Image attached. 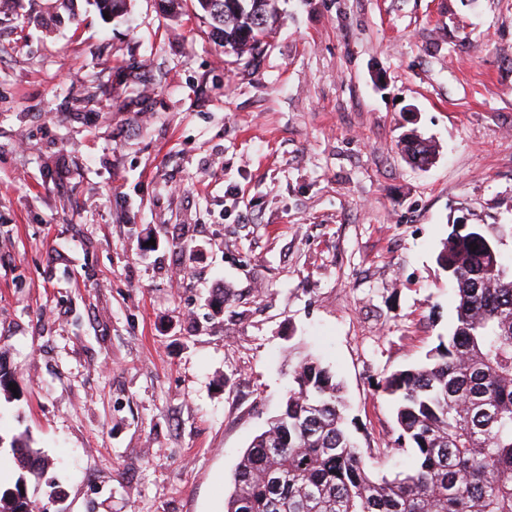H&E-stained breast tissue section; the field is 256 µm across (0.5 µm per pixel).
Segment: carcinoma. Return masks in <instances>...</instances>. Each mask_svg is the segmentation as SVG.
Returning <instances> with one entry per match:
<instances>
[{"label":"carcinoma","instance_id":"carcinoma-1","mask_svg":"<svg viewBox=\"0 0 512 512\" xmlns=\"http://www.w3.org/2000/svg\"><path fill=\"white\" fill-rule=\"evenodd\" d=\"M278 0H197L224 49L260 54L276 32ZM415 164L434 150L417 137ZM488 230H452L438 255L455 296L447 340L428 362L385 379L409 467L379 476L346 426L339 383L315 356L295 367L278 415L236 467L224 512H512V256ZM18 474L0 489V512H32L21 494L45 467L26 440L10 443Z\"/></svg>","mask_w":512,"mask_h":512}]
</instances>
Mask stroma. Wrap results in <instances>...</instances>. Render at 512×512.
Segmentation results:
<instances>
[{
	"instance_id": "stroma-1",
	"label": "stroma",
	"mask_w": 512,
	"mask_h": 512,
	"mask_svg": "<svg viewBox=\"0 0 512 512\" xmlns=\"http://www.w3.org/2000/svg\"><path fill=\"white\" fill-rule=\"evenodd\" d=\"M179 3L0 12V438L49 512H224L307 353L403 469L381 385L448 336V230L512 225V0H279L247 62ZM407 157L415 164H427L433 155L434 150L432 145L417 137L408 139L403 148Z\"/></svg>"
}]
</instances>
